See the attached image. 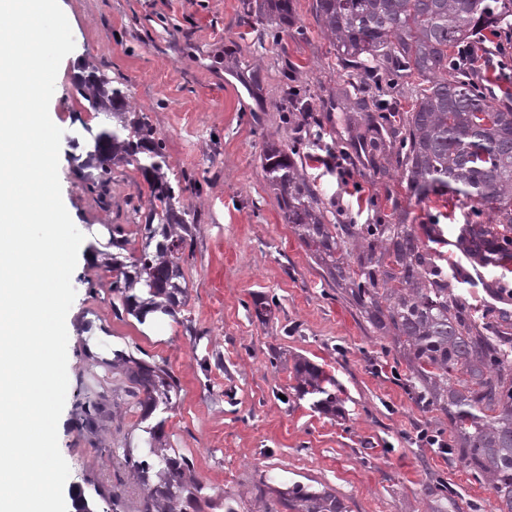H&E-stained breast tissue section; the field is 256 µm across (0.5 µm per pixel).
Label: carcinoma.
Wrapping results in <instances>:
<instances>
[{"mask_svg":"<svg viewBox=\"0 0 512 512\" xmlns=\"http://www.w3.org/2000/svg\"><path fill=\"white\" fill-rule=\"evenodd\" d=\"M324 33L345 64L370 84L393 83L416 74L426 87L416 92L411 111L390 130L395 163L410 196L422 202L445 190L461 195L491 219L464 221L455 246L473 265L512 263V106L488 99L472 65L461 59L470 47L483 67L493 65L496 49L486 45L512 17V0H314ZM249 25L260 24L278 43L291 26V0H241ZM92 110L113 121L89 134L87 157L97 175L84 178L105 202L112 166H134L155 199L138 225L140 242L126 260L112 257V292L122 311L144 323L147 314L174 315L186 305L184 265L193 225L184 203L185 188L172 184L166 145L148 117L124 108L125 92L95 72L76 85ZM354 108H375L371 120L388 123L396 104L369 103L357 88ZM321 130L288 143H272L261 158L264 178L274 191L284 223L319 262L324 278L339 288L371 326L389 338L408 368V387L417 405L448 416L453 452L474 480L488 484L497 512H512V314L477 317L456 294L455 275L443 266L447 245L432 224H355L336 210L306 172L304 150L322 141ZM388 145L379 128L365 151L383 154ZM279 307L256 299V317ZM133 385L136 403L151 409L172 404L178 382L164 363H147L115 352ZM300 396L314 397L313 408L336 412V379L299 358L294 364ZM147 459L127 458L153 501L183 494L197 499L199 488L186 480L184 457L162 454V428L149 431ZM158 468L159 483L148 484ZM259 512H347L332 488L295 482L285 490L262 478L254 486Z\"/></svg>","mask_w":512,"mask_h":512,"instance_id":"carcinoma-1","label":"carcinoma"}]
</instances>
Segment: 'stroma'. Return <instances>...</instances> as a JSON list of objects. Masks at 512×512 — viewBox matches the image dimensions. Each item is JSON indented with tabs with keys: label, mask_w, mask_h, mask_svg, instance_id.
I'll use <instances>...</instances> for the list:
<instances>
[{
	"label": "stroma",
	"mask_w": 512,
	"mask_h": 512,
	"mask_svg": "<svg viewBox=\"0 0 512 512\" xmlns=\"http://www.w3.org/2000/svg\"><path fill=\"white\" fill-rule=\"evenodd\" d=\"M75 49L59 68L49 114L63 131L59 178L64 205L83 234L72 275L76 298L66 318L69 386L58 424L69 465L65 493L79 492L93 512H143L145 490L126 464L148 452L147 427L163 423L170 456L189 460L201 487L197 505L178 497L172 512H224L225 495H246L260 477L284 488L300 481L336 490L348 512H496L488 484L475 481L454 455L416 441L423 428L448 430L447 418L421 410L402 375L406 365L390 340L322 278L290 225L281 220L261 168L269 135L291 141L303 114L283 119L287 87L306 92L323 140L352 155L348 174L308 161L306 171L356 223L425 224L431 210L446 238L468 213L455 194L407 200L406 184L384 157L375 173L340 100L358 85L356 70L336 55L313 13V0H292L294 33L281 44L243 23L240 0H59ZM97 72L127 95L164 138L171 177L196 226L185 267L188 301L159 331L113 306L108 227L135 232L125 200L143 189L131 166L113 169L110 206L84 191L79 159L88 128L103 124L75 91ZM477 309L512 313V272H485L461 283ZM279 299L263 323L254 298ZM166 362L180 382L169 409L144 415L112 354ZM281 362L271 366V353ZM303 356L334 376L342 412L315 411L294 390L293 362ZM392 452H385V445ZM448 481L454 499L439 496Z\"/></svg>",
	"instance_id": "stroma-1"
}]
</instances>
